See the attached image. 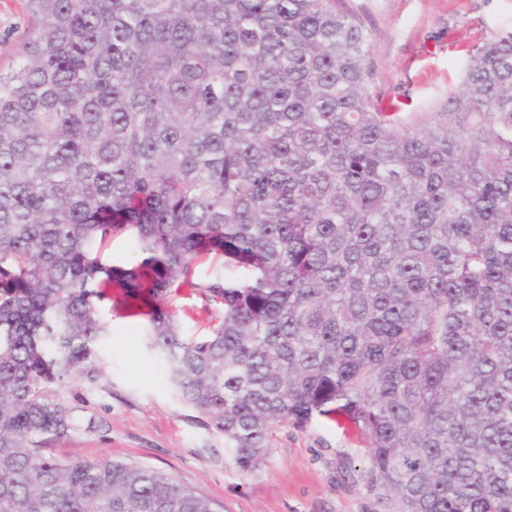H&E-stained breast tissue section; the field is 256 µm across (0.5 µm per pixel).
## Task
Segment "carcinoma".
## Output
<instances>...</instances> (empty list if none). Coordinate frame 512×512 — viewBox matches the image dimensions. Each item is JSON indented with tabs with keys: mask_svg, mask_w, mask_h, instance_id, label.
Wrapping results in <instances>:
<instances>
[{
	"mask_svg": "<svg viewBox=\"0 0 512 512\" xmlns=\"http://www.w3.org/2000/svg\"><path fill=\"white\" fill-rule=\"evenodd\" d=\"M0 70V512H216L169 475L58 459L44 389L114 287L237 468L339 414L397 512H512V31L401 119L336 0H26ZM139 267L103 259L114 231ZM247 277L196 278L207 255ZM186 289L219 305L183 337Z\"/></svg>",
	"mask_w": 512,
	"mask_h": 512,
	"instance_id": "obj_1",
	"label": "carcinoma"
}]
</instances>
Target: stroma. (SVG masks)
Returning a JSON list of instances; mask_svg holds the SVG:
<instances>
[{
  "instance_id": "1",
  "label": "stroma",
  "mask_w": 512,
  "mask_h": 512,
  "mask_svg": "<svg viewBox=\"0 0 512 512\" xmlns=\"http://www.w3.org/2000/svg\"><path fill=\"white\" fill-rule=\"evenodd\" d=\"M337 7L370 33L373 93L408 115L435 111L457 89L463 47L512 30V0H338ZM30 34L25 0H0V68L17 62ZM168 302L184 337L209 335L217 305L185 291ZM97 315L107 331L94 361L46 389L72 424L51 441L54 456L150 467L223 512H394L393 497L370 482L365 433L319 415L301 428L279 426L265 463L241 474L223 435L172 386L121 289Z\"/></svg>"
}]
</instances>
